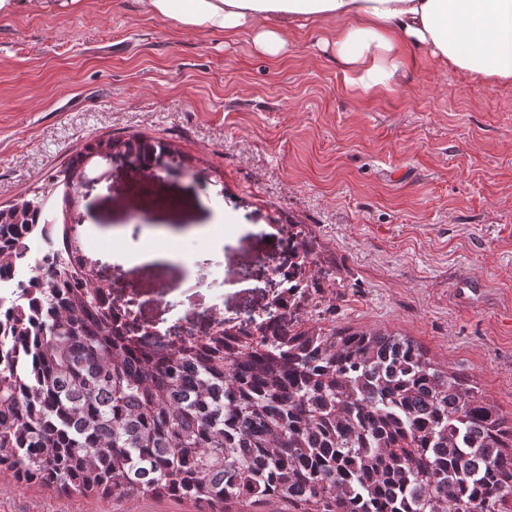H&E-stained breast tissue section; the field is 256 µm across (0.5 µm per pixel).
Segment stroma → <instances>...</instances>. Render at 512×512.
I'll return each instance as SVG.
<instances>
[{
  "instance_id": "obj_1",
  "label": "stroma",
  "mask_w": 512,
  "mask_h": 512,
  "mask_svg": "<svg viewBox=\"0 0 512 512\" xmlns=\"http://www.w3.org/2000/svg\"><path fill=\"white\" fill-rule=\"evenodd\" d=\"M332 22L261 53L251 31L185 29L138 0L0 17V203L44 186L102 134L175 145L194 173L145 178L93 159L88 257L139 323L203 334L261 310L285 260L279 225L317 244L309 321L396 332L512 413V85L406 52L363 92L321 47ZM223 224L224 242L206 229ZM148 246L162 259L142 262ZM0 512H195L186 502L62 494L0 475Z\"/></svg>"
}]
</instances>
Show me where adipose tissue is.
<instances>
[{
  "mask_svg": "<svg viewBox=\"0 0 512 512\" xmlns=\"http://www.w3.org/2000/svg\"><path fill=\"white\" fill-rule=\"evenodd\" d=\"M144 14L204 33L253 32L272 57L298 21H336L324 41L352 84H398L402 50L425 49L442 68L489 84H512V0H139Z\"/></svg>",
  "mask_w": 512,
  "mask_h": 512,
  "instance_id": "1",
  "label": "adipose tissue"
}]
</instances>
